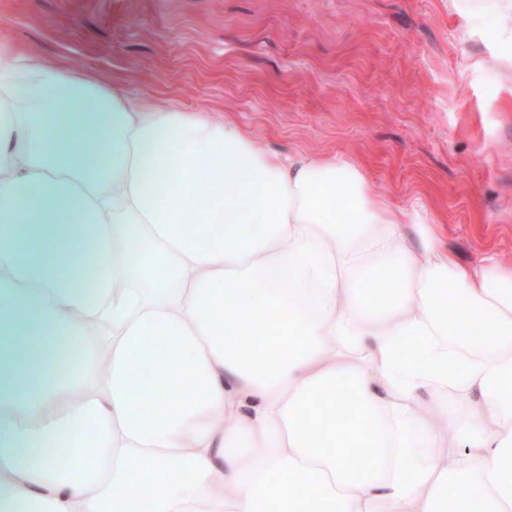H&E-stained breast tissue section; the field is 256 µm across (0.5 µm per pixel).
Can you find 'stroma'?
Masks as SVG:
<instances>
[{
    "label": "stroma",
    "instance_id": "1",
    "mask_svg": "<svg viewBox=\"0 0 512 512\" xmlns=\"http://www.w3.org/2000/svg\"><path fill=\"white\" fill-rule=\"evenodd\" d=\"M448 0H0V41L131 106L232 120L282 156L336 154L423 201L465 264L512 266V84Z\"/></svg>",
    "mask_w": 512,
    "mask_h": 512
}]
</instances>
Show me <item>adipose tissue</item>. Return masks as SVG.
<instances>
[{"label":"adipose tissue","mask_w":512,"mask_h":512,"mask_svg":"<svg viewBox=\"0 0 512 512\" xmlns=\"http://www.w3.org/2000/svg\"><path fill=\"white\" fill-rule=\"evenodd\" d=\"M452 2L512 81V0ZM476 498L512 512V266L349 160L0 46V512Z\"/></svg>","instance_id":"adipose-tissue-1"}]
</instances>
